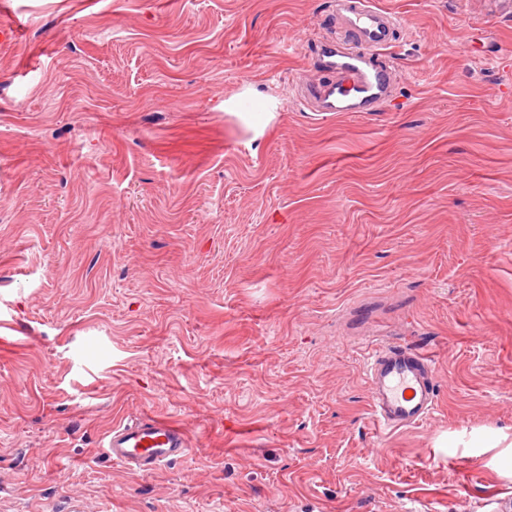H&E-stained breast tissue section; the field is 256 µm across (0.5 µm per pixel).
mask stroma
<instances>
[{
  "label": "stroma",
  "instance_id": "stroma-1",
  "mask_svg": "<svg viewBox=\"0 0 512 512\" xmlns=\"http://www.w3.org/2000/svg\"><path fill=\"white\" fill-rule=\"evenodd\" d=\"M375 2L394 99L324 117L329 0H0V512H512V0ZM143 416L191 454L102 455ZM366 380L379 432L418 425L435 407L436 367L415 347L384 344L375 348L367 361ZM506 433L501 432L494 440L484 441L475 440L472 441L471 447L474 448H504L496 456L495 461L501 473L511 476L512 466V439Z\"/></svg>",
  "mask_w": 512,
  "mask_h": 512
}]
</instances>
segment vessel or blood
<instances>
[{"label":"vessel or blood","mask_w":512,"mask_h":512,"mask_svg":"<svg viewBox=\"0 0 512 512\" xmlns=\"http://www.w3.org/2000/svg\"><path fill=\"white\" fill-rule=\"evenodd\" d=\"M352 45L335 39L318 42L321 77L305 84L313 111L323 116L339 112L381 109L392 96L394 66L383 56L394 41L400 18L374 5L373 0H336ZM373 420L378 431H395L422 423L436 404V367L423 351L408 345L375 348L366 365ZM113 463L138 473H150L190 453L185 430L161 418L119 426L101 445Z\"/></svg>","instance_id":"obj_1"}]
</instances>
